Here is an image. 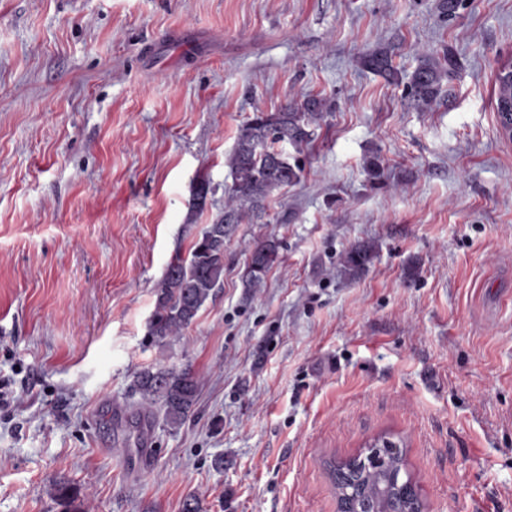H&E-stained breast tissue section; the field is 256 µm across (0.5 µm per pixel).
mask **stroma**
Wrapping results in <instances>:
<instances>
[{
  "mask_svg": "<svg viewBox=\"0 0 512 512\" xmlns=\"http://www.w3.org/2000/svg\"><path fill=\"white\" fill-rule=\"evenodd\" d=\"M390 45L408 72L454 52L445 101L361 69ZM510 60L512 0H0V512H61L55 480L83 512H337L329 463L385 433L423 512H512ZM318 94L300 182L159 348L154 285L223 212L240 124ZM258 239L279 255L250 288ZM157 363L200 383L174 430L134 417ZM495 95H496V112H497V123L499 131L503 125V114L509 112L511 115L509 120V130L511 129L512 121V63L507 62L501 64L495 77ZM502 134V133H501ZM503 137L512 139V135H503ZM377 248L372 242L359 244L342 257V264L346 274L355 278L365 272L376 256Z\"/></svg>",
  "mask_w": 512,
  "mask_h": 512,
  "instance_id": "stroma-1",
  "label": "stroma"
}]
</instances>
